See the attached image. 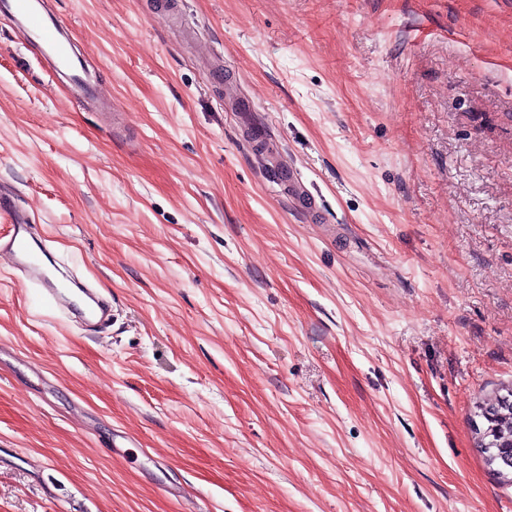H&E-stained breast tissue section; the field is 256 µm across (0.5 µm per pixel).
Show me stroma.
Returning a JSON list of instances; mask_svg holds the SVG:
<instances>
[{"mask_svg":"<svg viewBox=\"0 0 512 512\" xmlns=\"http://www.w3.org/2000/svg\"><path fill=\"white\" fill-rule=\"evenodd\" d=\"M44 2L112 107L0 16V193L112 316L0 266V512H512V0ZM281 176L285 181L288 182V186L291 188L292 192L296 196V200H298L300 207L307 212L316 210V200L315 198L308 192L305 185L302 183L301 178L297 174V172L293 169L292 166L282 167Z\"/></svg>","mask_w":512,"mask_h":512,"instance_id":"obj_1","label":"stroma"}]
</instances>
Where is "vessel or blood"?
I'll list each match as a JSON object with an SVG mask.
<instances>
[{
  "label": "vessel or blood",
  "instance_id": "obj_1",
  "mask_svg": "<svg viewBox=\"0 0 512 512\" xmlns=\"http://www.w3.org/2000/svg\"><path fill=\"white\" fill-rule=\"evenodd\" d=\"M0 14L10 15L26 27L30 39L43 47L69 84L80 88L84 100H102L99 82L72 50L68 24L61 17L46 13L43 0H0ZM281 175L301 208L307 212L315 210V198L293 167L282 168ZM0 215L6 217L9 224L8 231L0 234V258L8 259L22 282L38 288L61 318H76L88 325L107 318L108 301L77 275L59 269L45 239L33 233L24 209L2 197Z\"/></svg>",
  "mask_w": 512,
  "mask_h": 512
}]
</instances>
